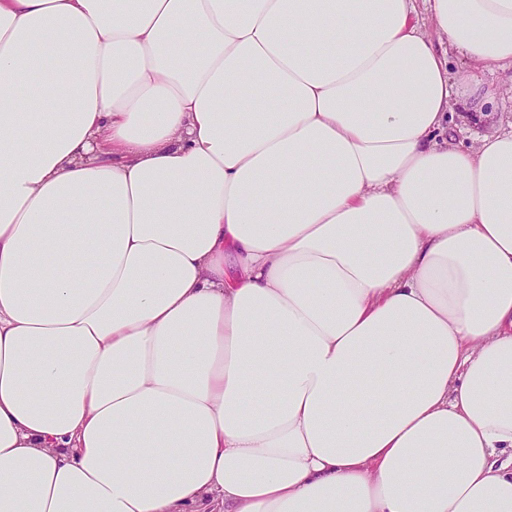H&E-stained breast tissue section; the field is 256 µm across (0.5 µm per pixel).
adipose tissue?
Instances as JSON below:
<instances>
[{
    "instance_id": "adipose-tissue-1",
    "label": "adipose tissue",
    "mask_w": 512,
    "mask_h": 512,
    "mask_svg": "<svg viewBox=\"0 0 512 512\" xmlns=\"http://www.w3.org/2000/svg\"><path fill=\"white\" fill-rule=\"evenodd\" d=\"M427 2L0 0V512H512V0ZM487 80L493 82L499 88L500 98L488 105V111L492 112L490 123L478 125L469 124L462 126V130L455 129V124H460L458 119L461 112L457 108L454 112V122L450 125L455 131L458 141L464 145H473L484 135L495 132L498 128H506L512 123V81L507 72H498L488 75Z\"/></svg>"
}]
</instances>
